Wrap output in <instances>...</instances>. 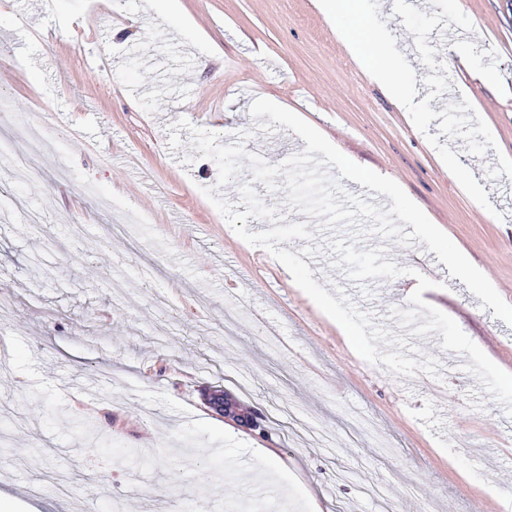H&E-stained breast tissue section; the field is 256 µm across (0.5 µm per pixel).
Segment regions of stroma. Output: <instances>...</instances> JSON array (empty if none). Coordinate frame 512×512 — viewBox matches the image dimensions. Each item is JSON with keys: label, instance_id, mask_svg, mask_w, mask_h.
I'll return each mask as SVG.
<instances>
[{"label": "stroma", "instance_id": "stroma-1", "mask_svg": "<svg viewBox=\"0 0 512 512\" xmlns=\"http://www.w3.org/2000/svg\"><path fill=\"white\" fill-rule=\"evenodd\" d=\"M38 2L0 14V104L35 130L34 168L0 155V512H503L486 487L512 493V418L465 371L469 356L433 332L408 342L439 360L438 377L364 361L283 265L213 222L202 190L216 164L182 159L195 128L223 145L246 133L272 165L303 151L290 129L256 130L251 102L272 100L397 182L512 304V178L487 176L512 157V0H459L473 23L459 46L499 85L457 71L430 103L470 99L497 143L480 158L437 124L419 132L313 0H178L172 17L149 0H52L43 14ZM378 4L426 96L413 34L393 0ZM249 180L218 193L238 203ZM103 194L148 223L114 227ZM385 258L436 281L423 299L512 373V326L426 244ZM307 263L392 330L390 309H408L417 284L372 279L365 294L327 257Z\"/></svg>", "mask_w": 512, "mask_h": 512}]
</instances>
